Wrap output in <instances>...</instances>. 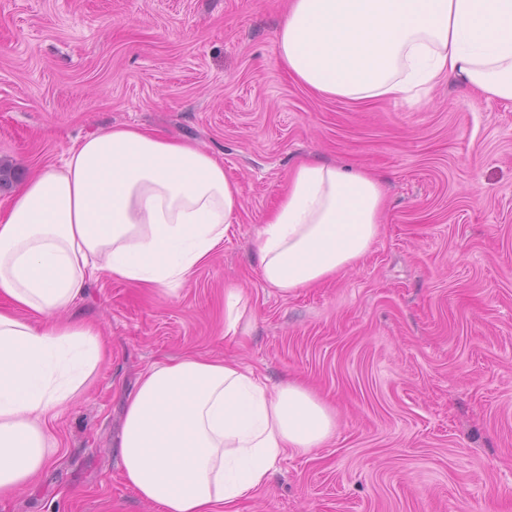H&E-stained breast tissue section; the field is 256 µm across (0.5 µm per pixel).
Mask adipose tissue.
<instances>
[{"label":"adipose tissue","instance_id":"ef3b65f1","mask_svg":"<svg viewBox=\"0 0 512 512\" xmlns=\"http://www.w3.org/2000/svg\"><path fill=\"white\" fill-rule=\"evenodd\" d=\"M278 61L305 88L364 102L411 99L441 78L512 103V0H290ZM382 184L312 160L253 240L262 280L288 294L358 263L380 232ZM241 209L224 162L195 143L119 125L76 140L0 210V497L57 448L48 426L106 353L93 324L59 313L88 280L182 284L224 244ZM302 385L234 358L187 354L148 368L125 401L126 482L161 512H233L288 452L334 434Z\"/></svg>","mask_w":512,"mask_h":512}]
</instances>
